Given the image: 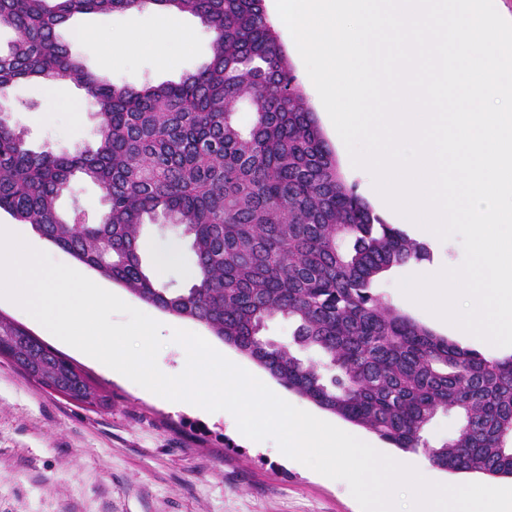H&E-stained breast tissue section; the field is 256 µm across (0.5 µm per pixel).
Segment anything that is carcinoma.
Masks as SVG:
<instances>
[{"instance_id": "1", "label": "carcinoma", "mask_w": 512, "mask_h": 512, "mask_svg": "<svg viewBox=\"0 0 512 512\" xmlns=\"http://www.w3.org/2000/svg\"><path fill=\"white\" fill-rule=\"evenodd\" d=\"M146 3L197 17L214 33L209 60L135 88L90 72L59 38L76 14ZM4 27L15 39L0 52V100L22 81L70 80L93 101L99 133L69 152L36 151L0 109V211L393 447H428L446 472L512 478V356L464 348L375 292L382 273L428 250L345 184L264 0H0ZM76 180L101 189L99 223L59 209ZM148 222L188 243L187 286L164 281L159 254L145 260ZM276 317L293 326L286 341L264 334ZM0 355L47 388L100 401L2 318ZM440 411L460 426L431 447Z\"/></svg>"}]
</instances>
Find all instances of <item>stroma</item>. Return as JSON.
Listing matches in <instances>:
<instances>
[{"instance_id": "obj_1", "label": "stroma", "mask_w": 512, "mask_h": 512, "mask_svg": "<svg viewBox=\"0 0 512 512\" xmlns=\"http://www.w3.org/2000/svg\"><path fill=\"white\" fill-rule=\"evenodd\" d=\"M155 10L74 17L61 39L89 68L114 82L179 80L211 54L212 33L195 16L179 19L187 38L162 49L127 45L131 26L154 28ZM89 31L77 40L73 30ZM63 100L48 106L42 87L17 84L9 120L32 147L56 153L97 138L93 103L72 84H59ZM102 287L162 325L157 357L162 372L186 358L173 329L201 335L250 372L258 367L208 328L144 303L110 280ZM0 317L22 327L73 361L108 398L89 406L44 389L0 356V512H361L348 484L280 456L274 440L251 443L234 431L231 413L171 410L128 379L114 378L35 323L0 302Z\"/></svg>"}]
</instances>
